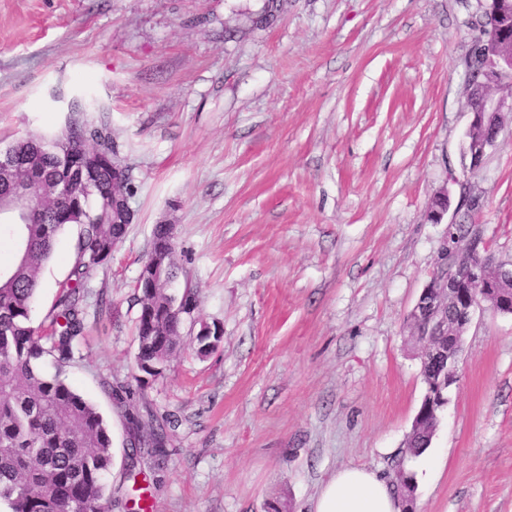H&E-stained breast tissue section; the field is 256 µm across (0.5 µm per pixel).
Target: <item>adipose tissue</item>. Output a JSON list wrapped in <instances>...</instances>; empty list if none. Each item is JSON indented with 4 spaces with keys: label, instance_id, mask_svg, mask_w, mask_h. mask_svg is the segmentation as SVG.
I'll return each instance as SVG.
<instances>
[{
    "label": "adipose tissue",
    "instance_id": "ef3b65f1",
    "mask_svg": "<svg viewBox=\"0 0 512 512\" xmlns=\"http://www.w3.org/2000/svg\"><path fill=\"white\" fill-rule=\"evenodd\" d=\"M312 512H400L392 485L371 469L346 467L320 488Z\"/></svg>",
    "mask_w": 512,
    "mask_h": 512
}]
</instances>
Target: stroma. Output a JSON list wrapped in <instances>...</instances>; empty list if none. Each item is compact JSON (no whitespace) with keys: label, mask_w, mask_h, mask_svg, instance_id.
I'll return each mask as SVG.
<instances>
[{"label":"stroma","mask_w":512,"mask_h":512,"mask_svg":"<svg viewBox=\"0 0 512 512\" xmlns=\"http://www.w3.org/2000/svg\"><path fill=\"white\" fill-rule=\"evenodd\" d=\"M478 0H0V141L60 132L69 101L106 124L137 219L85 284L66 369L109 425L112 512H310L338 469L387 481L425 384L407 317L449 214L476 201L512 262V112L461 175L466 24ZM197 308L138 388L135 288L154 225ZM67 230L34 322L71 269ZM224 331L196 351L202 324ZM132 388L117 407L112 390ZM163 428L167 455L147 448ZM144 441L129 458L134 440ZM416 512H512V314L478 310L430 447L407 458Z\"/></svg>","instance_id":"35a3bbf8"}]
</instances>
